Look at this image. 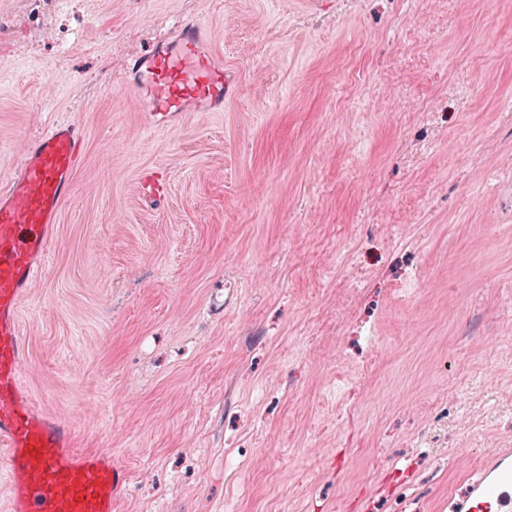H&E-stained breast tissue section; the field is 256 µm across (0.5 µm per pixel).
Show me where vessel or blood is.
I'll return each mask as SVG.
<instances>
[{"instance_id": "b4317fda", "label": "vessel or blood", "mask_w": 512, "mask_h": 512, "mask_svg": "<svg viewBox=\"0 0 512 512\" xmlns=\"http://www.w3.org/2000/svg\"><path fill=\"white\" fill-rule=\"evenodd\" d=\"M214 42L202 22H182L132 61L131 84L151 127L175 125L191 106L223 111L236 77L216 59ZM82 145L78 125L58 121L0 186V474L13 512H112L126 483L111 454L76 452L68 425L39 410L22 383V301L42 269ZM140 184L152 201L165 198L163 171H143ZM448 512H512V448L491 454L449 497Z\"/></svg>"}]
</instances>
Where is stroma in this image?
Segmentation results:
<instances>
[{"mask_svg":"<svg viewBox=\"0 0 512 512\" xmlns=\"http://www.w3.org/2000/svg\"><path fill=\"white\" fill-rule=\"evenodd\" d=\"M190 19L237 92L156 131ZM64 118L22 376L114 512H448L512 447V0H0V181ZM140 184L146 192L147 198L152 201H161L165 198L168 190L166 174L160 169H148L141 173Z\"/></svg>","mask_w":512,"mask_h":512,"instance_id":"1","label":"stroma"}]
</instances>
